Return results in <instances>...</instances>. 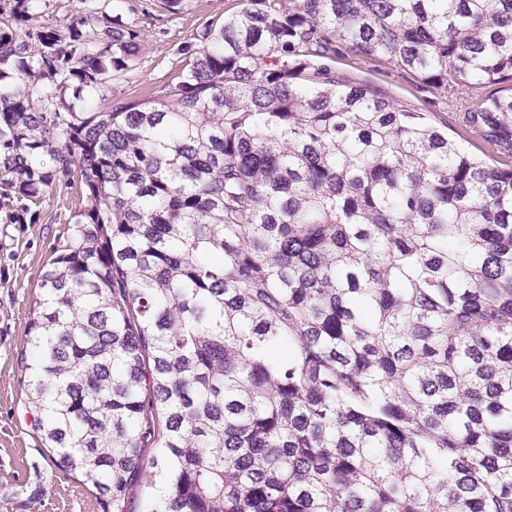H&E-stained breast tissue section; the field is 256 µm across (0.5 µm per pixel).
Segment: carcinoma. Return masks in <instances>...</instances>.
<instances>
[{
    "label": "carcinoma",
    "mask_w": 512,
    "mask_h": 512,
    "mask_svg": "<svg viewBox=\"0 0 512 512\" xmlns=\"http://www.w3.org/2000/svg\"><path fill=\"white\" fill-rule=\"evenodd\" d=\"M46 2L0 0V208L87 191L21 362L57 463L112 512L149 466V512H512V0H246L104 112L66 91L140 31ZM345 55L467 85L482 155ZM79 1L51 0L49 9L39 15V23L44 26L65 25L79 11Z\"/></svg>",
    "instance_id": "obj_1"
}]
</instances>
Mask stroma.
<instances>
[{
  "label": "stroma",
  "mask_w": 512,
  "mask_h": 512,
  "mask_svg": "<svg viewBox=\"0 0 512 512\" xmlns=\"http://www.w3.org/2000/svg\"><path fill=\"white\" fill-rule=\"evenodd\" d=\"M244 0H186L178 13L162 0H111L110 13L140 30L142 50L135 66L112 84V98L144 99L175 81L185 60L179 46L204 25L222 22ZM337 71L385 87L409 107L452 117V98L424 88L412 72L385 60L337 57ZM87 206L79 173L57 181L21 222L0 218V512H104L95 494L60 467L34 431L21 367L31 304L39 295L43 269L62 253L74 223Z\"/></svg>",
  "instance_id": "35a3bbf8"
}]
</instances>
